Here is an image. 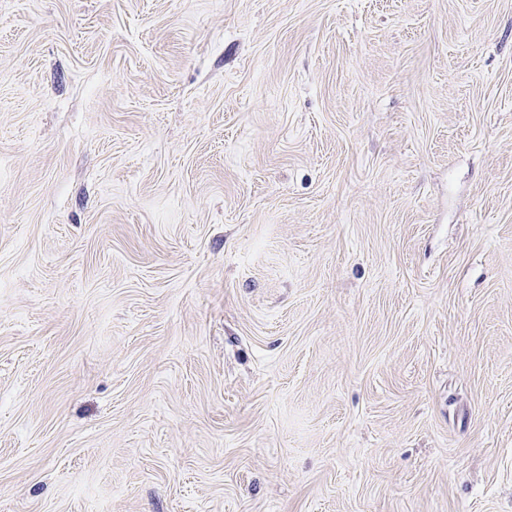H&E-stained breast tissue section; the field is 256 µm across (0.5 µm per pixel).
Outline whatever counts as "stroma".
<instances>
[{
    "label": "stroma",
    "mask_w": 512,
    "mask_h": 512,
    "mask_svg": "<svg viewBox=\"0 0 512 512\" xmlns=\"http://www.w3.org/2000/svg\"><path fill=\"white\" fill-rule=\"evenodd\" d=\"M0 512H512V0H0Z\"/></svg>",
    "instance_id": "1"
}]
</instances>
